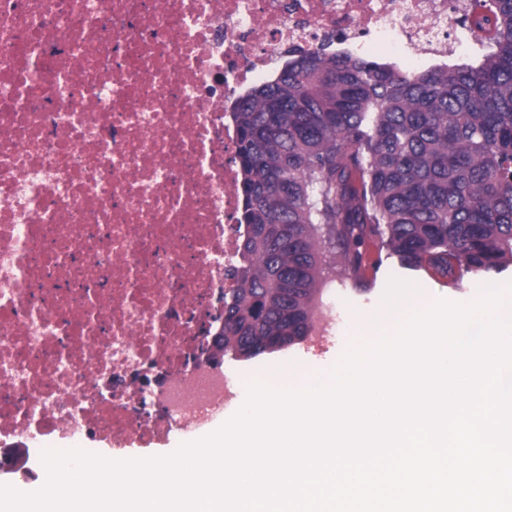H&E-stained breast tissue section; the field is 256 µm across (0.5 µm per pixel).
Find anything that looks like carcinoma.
<instances>
[{"instance_id":"cac0c4a2","label":"carcinoma","mask_w":512,"mask_h":512,"mask_svg":"<svg viewBox=\"0 0 512 512\" xmlns=\"http://www.w3.org/2000/svg\"><path fill=\"white\" fill-rule=\"evenodd\" d=\"M485 6L497 34L475 58L404 72L306 53L237 101L248 234L213 361L312 333L328 245L353 277L371 237L452 278L512 265V0Z\"/></svg>"}]
</instances>
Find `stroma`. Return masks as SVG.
Returning a JSON list of instances; mask_svg holds the SVG:
<instances>
[{
    "instance_id": "1",
    "label": "stroma",
    "mask_w": 512,
    "mask_h": 512,
    "mask_svg": "<svg viewBox=\"0 0 512 512\" xmlns=\"http://www.w3.org/2000/svg\"><path fill=\"white\" fill-rule=\"evenodd\" d=\"M364 250L367 255L381 257L382 265L377 273L371 274L369 280L359 288L354 287L347 278L338 257L331 254L325 257L326 270L323 283L335 288L336 307L342 313V321L334 338L328 340L313 335L302 344L246 360L225 356L223 368L237 386L239 396L237 400L231 401L225 407L223 416L188 432L173 430L163 439L150 444L132 442L125 447L115 448L104 441L89 440L83 445L84 451L109 460L121 461L168 456L181 445L198 441L215 433L225 425L227 419L233 418L246 402L247 389L243 381L251 373L282 363L300 370L330 372L353 340L354 322L358 318L378 314L381 296L390 276L414 281L420 287L428 289L436 299L464 305L471 301L472 285L512 280V266L486 276L468 274L455 282L425 267L407 270L399 266L396 258L390 256L381 239L377 237L369 239Z\"/></svg>"
}]
</instances>
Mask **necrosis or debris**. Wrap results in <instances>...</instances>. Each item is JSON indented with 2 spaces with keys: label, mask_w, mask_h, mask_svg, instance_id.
Returning a JSON list of instances; mask_svg holds the SVG:
<instances>
[{
  "label": "necrosis or debris",
  "mask_w": 512,
  "mask_h": 512,
  "mask_svg": "<svg viewBox=\"0 0 512 512\" xmlns=\"http://www.w3.org/2000/svg\"><path fill=\"white\" fill-rule=\"evenodd\" d=\"M476 0H0V472L211 421L247 227L232 106L288 56L437 64Z\"/></svg>",
  "instance_id": "4bbe7bcc"
}]
</instances>
